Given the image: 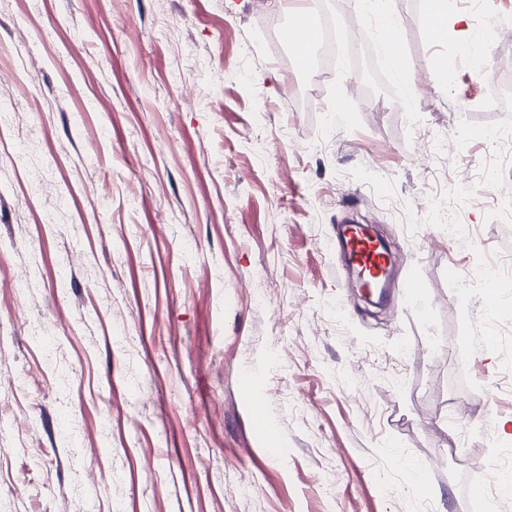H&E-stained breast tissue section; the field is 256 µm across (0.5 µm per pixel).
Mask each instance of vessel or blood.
I'll use <instances>...</instances> for the list:
<instances>
[{"instance_id":"1","label":"vessel or blood","mask_w":512,"mask_h":512,"mask_svg":"<svg viewBox=\"0 0 512 512\" xmlns=\"http://www.w3.org/2000/svg\"><path fill=\"white\" fill-rule=\"evenodd\" d=\"M280 40L292 52L298 70H308L318 40V22L313 14L297 13L280 32ZM359 275V287L388 296L387 288L394 256L386 243L362 224L344 225L338 239Z\"/></svg>"}]
</instances>
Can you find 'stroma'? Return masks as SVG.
Listing matches in <instances>:
<instances>
[{
	"mask_svg": "<svg viewBox=\"0 0 512 512\" xmlns=\"http://www.w3.org/2000/svg\"><path fill=\"white\" fill-rule=\"evenodd\" d=\"M423 6L393 0L407 94L296 70L276 0H0V512H512L468 493L512 456V286L448 278L512 257V166L471 135L512 128V93L476 106L512 0H450L465 47ZM349 221L396 303L353 288ZM338 245L347 253L359 275L358 288H370L387 298L394 256L386 243L366 230L363 224H346Z\"/></svg>",
	"mask_w": 512,
	"mask_h": 512,
	"instance_id": "obj_1",
	"label": "stroma"
}]
</instances>
